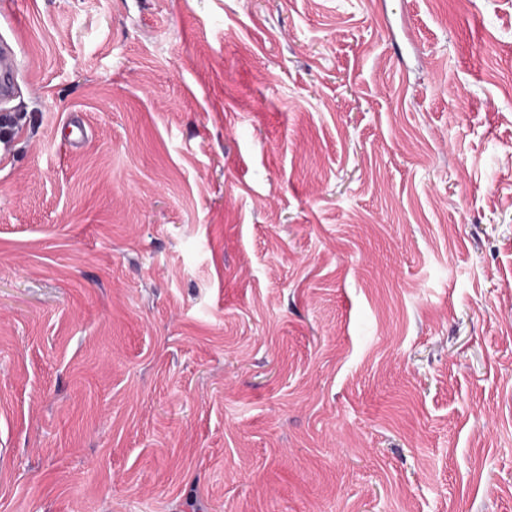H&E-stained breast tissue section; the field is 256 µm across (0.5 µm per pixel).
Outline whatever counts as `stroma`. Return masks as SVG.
Segmentation results:
<instances>
[{"instance_id":"35a3bbf8","label":"stroma","mask_w":512,"mask_h":512,"mask_svg":"<svg viewBox=\"0 0 512 512\" xmlns=\"http://www.w3.org/2000/svg\"><path fill=\"white\" fill-rule=\"evenodd\" d=\"M13 32L0 512H512V0ZM89 130L78 114H73L63 127L61 143L71 151H77L88 138Z\"/></svg>"}]
</instances>
